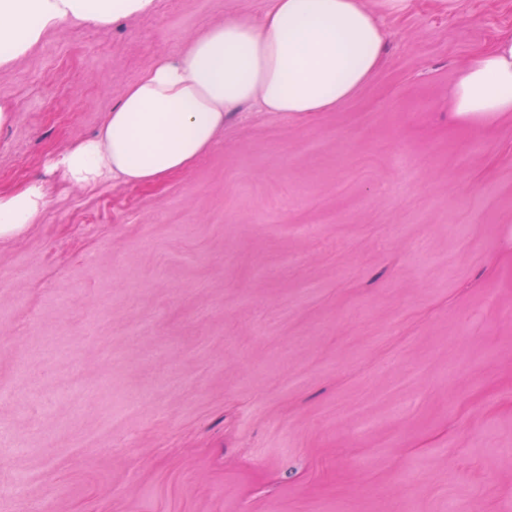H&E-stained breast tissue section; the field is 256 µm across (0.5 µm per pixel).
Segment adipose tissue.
Segmentation results:
<instances>
[{"instance_id": "1", "label": "adipose tissue", "mask_w": 512, "mask_h": 512, "mask_svg": "<svg viewBox=\"0 0 512 512\" xmlns=\"http://www.w3.org/2000/svg\"><path fill=\"white\" fill-rule=\"evenodd\" d=\"M154 0H0V71L8 72L64 21L101 27L152 11ZM413 0H269L260 20L229 17L183 53L157 57L113 107L99 133L59 154V182L151 184L213 150L240 106L307 118L361 92L384 61V17ZM451 109L468 127L512 114V33L499 35L461 70ZM48 185L0 191V240L41 217Z\"/></svg>"}]
</instances>
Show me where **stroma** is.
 <instances>
[{"mask_svg": "<svg viewBox=\"0 0 512 512\" xmlns=\"http://www.w3.org/2000/svg\"><path fill=\"white\" fill-rule=\"evenodd\" d=\"M414 0L332 112L246 106L153 185L49 165L161 55L267 0L66 22L7 73L0 512H512V116L457 125L512 0ZM49 196V186L31 182L19 190L0 191V240L25 233L41 217Z\"/></svg>", "mask_w": 512, "mask_h": 512, "instance_id": "1", "label": "stroma"}]
</instances>
